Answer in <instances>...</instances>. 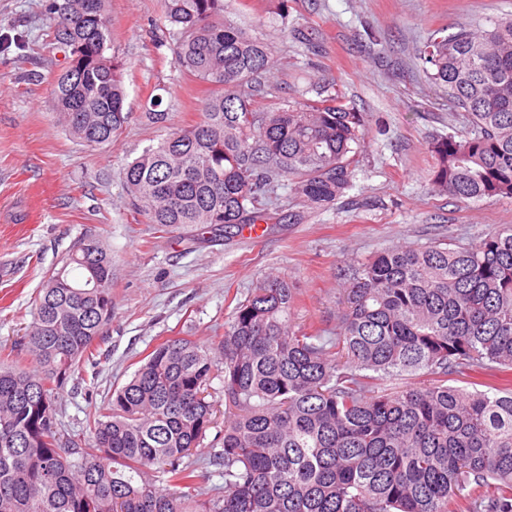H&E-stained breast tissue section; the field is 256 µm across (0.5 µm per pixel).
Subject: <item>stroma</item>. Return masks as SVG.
<instances>
[{
  "instance_id": "stroma-1",
  "label": "stroma",
  "mask_w": 512,
  "mask_h": 512,
  "mask_svg": "<svg viewBox=\"0 0 512 512\" xmlns=\"http://www.w3.org/2000/svg\"><path fill=\"white\" fill-rule=\"evenodd\" d=\"M48 2L0 0V345L29 328L43 281L74 243L100 238L112 254L109 340L99 364L59 393L63 434L81 432L162 340L214 343L235 303L267 276L292 282L295 327L330 333L339 270L392 247L466 244L512 224V200L466 203L433 187L432 138L467 132L469 122L421 58L431 30L485 25L511 14L512 0H224L227 19L272 46L279 98L292 83H336L368 129L353 185L334 205L232 238L147 223L125 184L126 165L168 129L199 121L208 95L175 62L163 0H112L108 54L121 66L129 119L100 148L71 137L52 113L51 84L68 52L48 37ZM154 96L169 128L142 118Z\"/></svg>"
}]
</instances>
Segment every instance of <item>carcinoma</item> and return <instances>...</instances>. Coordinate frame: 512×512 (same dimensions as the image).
<instances>
[{"mask_svg": "<svg viewBox=\"0 0 512 512\" xmlns=\"http://www.w3.org/2000/svg\"><path fill=\"white\" fill-rule=\"evenodd\" d=\"M47 5L69 52L54 81L58 122L103 146L126 120L107 56L112 0L83 17ZM179 68L212 88L200 122L127 165L133 206L160 227L280 224L267 196L286 176L318 209L352 187L365 114L335 87L265 101L267 44L223 0H164ZM431 79L470 131L432 140L431 181L460 201L512 199V17L434 30ZM336 335L295 330V293L271 276L237 301L217 345L167 339L113 389L78 438L60 433L58 391L93 363L112 321V256L79 239L35 299L21 341L0 350V512H512V389L448 378L512 371V225L471 244L394 247L340 273ZM35 365L27 366L26 357ZM419 371L420 386L382 382ZM223 377L224 493L200 498L193 452L216 426ZM168 486L146 480L152 469Z\"/></svg>", "mask_w": 512, "mask_h": 512, "instance_id": "cac0c4a2", "label": "carcinoma"}]
</instances>
